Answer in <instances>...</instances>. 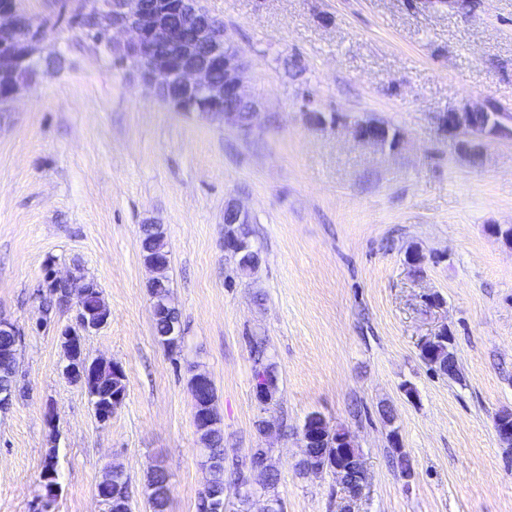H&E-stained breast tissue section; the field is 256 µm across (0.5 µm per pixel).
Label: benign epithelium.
Returning a JSON list of instances; mask_svg holds the SVG:
<instances>
[{
    "label": "benign epithelium",
    "instance_id": "obj_1",
    "mask_svg": "<svg viewBox=\"0 0 512 512\" xmlns=\"http://www.w3.org/2000/svg\"><path fill=\"white\" fill-rule=\"evenodd\" d=\"M429 8H441L468 16L477 0H417ZM96 28L104 35L124 34V59L131 62L141 82L151 88L163 101L180 112L218 120L250 134L260 127L259 102L244 89L243 74L246 64L238 49L225 36L224 24L206 12L199 0H104V8L94 14ZM0 83L5 93L0 95V112L12 109L17 95L34 85L38 71L32 58L44 39L29 17L21 11L16 0H0ZM509 118L486 106H466L450 109L440 123L455 140L465 156L480 151V143L489 137H512ZM356 136L367 142L384 145L395 142L396 136L384 138L380 124L362 121L355 126ZM224 223L248 224V213L236 202L224 208ZM156 276L147 287L165 280L170 266V254H155L144 261ZM44 286L57 295L60 307L75 312L74 324L61 330L64 350L63 372L71 378L77 372L89 381L111 368L121 369L103 359H91L84 353L83 339L103 327L110 317L98 284L72 272L62 274L51 270ZM451 336H429L419 344L422 360L432 366L440 351H448V376L454 377L456 356L451 351ZM122 401L111 399L107 404L92 403L97 420L105 424ZM494 428L500 442L512 447V412L503 410L494 418ZM331 441L337 453L346 454L354 447L348 432L332 429L323 415L310 414L301 429L300 444L303 455L318 442ZM44 495L42 505H50L60 492L58 474L47 468L41 474ZM268 474L263 466L246 462L234 481L239 497L252 499L258 489L266 485Z\"/></svg>",
    "mask_w": 512,
    "mask_h": 512
}]
</instances>
